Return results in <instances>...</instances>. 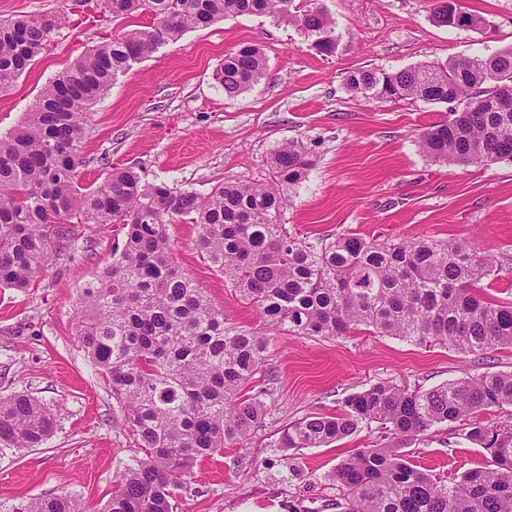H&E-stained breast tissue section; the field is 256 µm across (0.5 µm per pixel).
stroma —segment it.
<instances>
[{"instance_id":"stroma-1","label":"stroma","mask_w":512,"mask_h":512,"mask_svg":"<svg viewBox=\"0 0 512 512\" xmlns=\"http://www.w3.org/2000/svg\"><path fill=\"white\" fill-rule=\"evenodd\" d=\"M336 22V45L319 53L295 25L269 16L228 17L186 32L118 76L93 109L78 178L100 184L115 167L144 181L209 191L218 181L264 183L281 143L304 146L307 177L287 190L279 216L289 233L317 243L342 234L368 240L468 239L496 260L484 291L512 301V162L461 168L432 161L417 137L454 106L417 98L364 100L348 88L358 69L395 72L456 57H486L512 46V0H459L480 28L441 26L435 0H320ZM66 13L52 49L0 92V137L23 121L42 87L107 34L148 26L147 15L112 18L102 0H0V19ZM260 45L266 74L238 97H225L213 74L229 53ZM70 256L34 286L0 288V397L28 394L55 414L36 448H0V501L69 495L99 512L117 475L136 454L123 412L78 342L83 290L122 245L118 224H77ZM177 263L228 322L261 328L257 309L195 249L196 225L168 227ZM267 413L249 440L197 462L174 490V512H340L333 479L354 450L380 443L379 424L285 461L281 431L310 413L389 381L431 389L483 372L512 371V346L461 353L358 330L347 336H273ZM417 468L450 483L492 464L464 437L461 423L432 427L403 445Z\"/></svg>"}]
</instances>
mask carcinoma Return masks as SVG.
<instances>
[{
	"label": "carcinoma",
	"mask_w": 512,
	"mask_h": 512,
	"mask_svg": "<svg viewBox=\"0 0 512 512\" xmlns=\"http://www.w3.org/2000/svg\"><path fill=\"white\" fill-rule=\"evenodd\" d=\"M293 0H104L112 17H152L92 47L42 88L20 128L0 139V288L26 289L68 255L72 220L121 224L123 249L84 289L78 336L121 405L143 456L133 459L101 512H173V489L197 461L242 444L266 412L261 389L244 385L264 367L271 335L344 336L364 326L416 345L462 353L512 346V302L493 301L480 283L493 265L466 239L367 241L341 235L318 246L278 222L284 190L305 178L311 160L295 142L269 158L267 185L220 182L205 194L149 184L132 168L100 184L77 180L92 110L113 81L162 44L226 17L291 21L321 52L335 44V21L317 2ZM65 13L0 21V92L51 50ZM255 44L224 56L215 80L236 97L264 76ZM349 89L368 100L453 98L450 120L418 134L433 161L489 166L512 160V47L396 72L359 69ZM199 226L196 248L260 312L264 327L227 322L174 260L168 224ZM512 407V372H486L420 391L377 383L347 397L334 416L309 414L285 428L278 448H319L377 422L399 443L431 427L471 420L466 437L490 452L494 467L447 485L390 445L364 448L333 473L343 512H512V426L473 415ZM54 414L37 399L0 397V442L36 448ZM0 512H82L78 500L39 496L1 502Z\"/></svg>",
	"instance_id": "obj_1"
}]
</instances>
